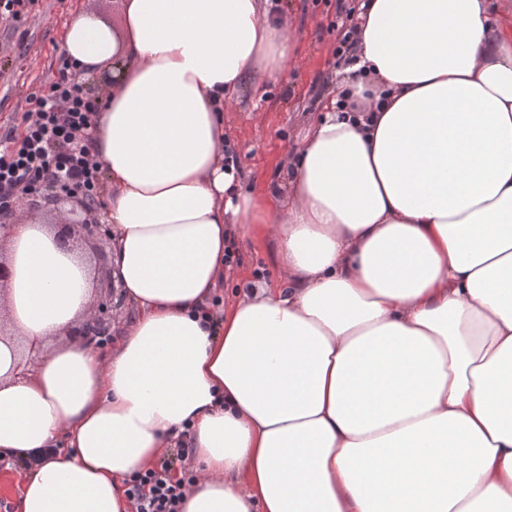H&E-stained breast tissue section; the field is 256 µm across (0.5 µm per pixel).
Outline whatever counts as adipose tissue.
Listing matches in <instances>:
<instances>
[{
    "label": "adipose tissue",
    "instance_id": "adipose-tissue-1",
    "mask_svg": "<svg viewBox=\"0 0 512 512\" xmlns=\"http://www.w3.org/2000/svg\"><path fill=\"white\" fill-rule=\"evenodd\" d=\"M363 7L284 203L244 192L222 109L280 75L286 13L123 0L121 34L69 23L66 56L111 78L92 145L134 314L111 352L48 349L87 314L90 267L14 221L0 455L35 459L20 512H127L123 479L180 436L202 465L182 512H512V18ZM246 224L277 279L208 318Z\"/></svg>",
    "mask_w": 512,
    "mask_h": 512
}]
</instances>
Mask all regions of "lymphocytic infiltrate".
Returning <instances> with one entry per match:
<instances>
[{
  "label": "lymphocytic infiltrate",
  "mask_w": 512,
  "mask_h": 512,
  "mask_svg": "<svg viewBox=\"0 0 512 512\" xmlns=\"http://www.w3.org/2000/svg\"><path fill=\"white\" fill-rule=\"evenodd\" d=\"M102 108L101 98L86 92L80 71L67 60L48 85L31 94L20 126L0 133L1 221L49 191L97 204L102 163L92 152L90 131ZM193 480L192 470L168 460L134 474L126 489L131 512H181Z\"/></svg>",
  "instance_id": "lymphocytic-infiltrate-1"
}]
</instances>
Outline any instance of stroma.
<instances>
[{"instance_id":"35a3bbf8","label":"stroma","mask_w":512,"mask_h":512,"mask_svg":"<svg viewBox=\"0 0 512 512\" xmlns=\"http://www.w3.org/2000/svg\"><path fill=\"white\" fill-rule=\"evenodd\" d=\"M291 18L292 51L277 81L247 87L224 110V126L236 152L244 187L269 195L285 160L317 115L345 63L335 54L338 33L330 26L337 5L355 0H279ZM96 13L115 32L123 30L121 0H37L21 22L0 21V126L20 119L29 96L51 81L63 57V35L77 12ZM241 257L224 284L237 290L272 280L273 246L258 229L236 239Z\"/></svg>"}]
</instances>
